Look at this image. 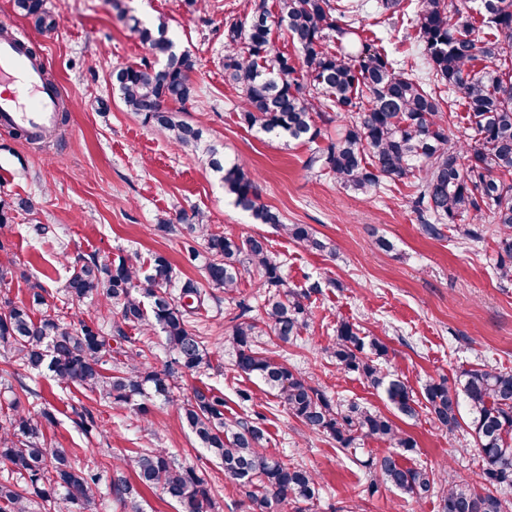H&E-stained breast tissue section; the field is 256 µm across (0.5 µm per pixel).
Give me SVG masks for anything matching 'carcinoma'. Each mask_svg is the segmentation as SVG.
<instances>
[{
  "label": "carcinoma",
  "mask_w": 512,
  "mask_h": 512,
  "mask_svg": "<svg viewBox=\"0 0 512 512\" xmlns=\"http://www.w3.org/2000/svg\"><path fill=\"white\" fill-rule=\"evenodd\" d=\"M340 0H254L250 16L224 22V81L241 91L239 122L250 130L311 144L304 168L328 175L344 187L371 194L388 181L415 188L413 205L425 231L441 235V224L469 221L463 239L475 243L488 233L499 238L507 256L497 265L499 277L512 279V0H475L478 9L451 0H418L412 18L427 61V77H413L397 67L383 46L362 38ZM121 20L162 64L142 61L118 69L113 81L127 111L163 132L180 149L202 152L222 174L224 192L257 224H276L294 241L316 251L326 244L307 224H286L280 212L260 201L258 178L246 164L223 161L206 145L198 126L179 112L195 96L196 61L176 50L165 24L147 26L128 15L125 0H111ZM17 9L50 28L55 20L44 0H15ZM292 42L298 58L276 46L274 32ZM460 95L472 141L460 143L448 133V122L431 84ZM343 122V130L318 145L320 124ZM188 230L203 240L209 255L205 281L231 294L245 264L260 276L261 286L283 285L281 263L264 237L234 238L209 230L204 216L193 214ZM65 295L81 301L101 300L107 315L75 327L60 309L46 302L47 290L36 281L29 302L0 300V348L11 365L29 373L49 374L57 386L71 385L95 396L103 406L133 407L141 416L155 399L177 403L180 419L224 468V476L244 489L252 512L281 506L309 512L319 494L316 473L267 453L265 429L259 423L224 410V395L207 385L179 398L180 379L208 362L207 340L191 329L193 306L203 305V285L186 279L175 296L169 288L177 273L163 255L148 265L124 257L77 255L68 266ZM318 286L298 293L287 289L268 297L263 324L242 321L225 338L235 370L263 383L279 403L309 430L322 433L346 450L370 439L392 451L371 464L368 491L379 484L421 500L442 494V512H512V370L489 363L465 368L459 387L431 381L424 388L428 413L452 438L467 426L482 458L478 491L457 481L447 469L408 466L403 453L416 446L411 436L387 415L356 401L333 397L323 386L302 376L283 356H273L260 338L284 343L299 338L309 325L305 300ZM158 328L165 337L170 365L158 370L142 348L126 350L135 338L129 331ZM117 347H112V343ZM346 374L362 377L385 390L396 412L416 417L413 390L387 373L380 360L388 356L377 336H361L348 322L336 324V338L326 350ZM11 391L0 406V462L8 475L0 480V512H90L98 493V465L73 460L52 446L44 429L54 415L43 408L31 413L22 400L36 396L27 386ZM73 423L88 434L99 428L93 411L72 408ZM109 485L112 500L124 512H144L137 486L161 491L178 512H215L209 482L194 467L182 465L163 448L127 449L114 454ZM131 471L132 484L124 475Z\"/></svg>",
  "instance_id": "carcinoma-1"
}]
</instances>
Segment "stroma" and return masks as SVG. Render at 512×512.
Returning a JSON list of instances; mask_svg holds the SVG:
<instances>
[{
  "instance_id": "stroma-1",
  "label": "stroma",
  "mask_w": 512,
  "mask_h": 512,
  "mask_svg": "<svg viewBox=\"0 0 512 512\" xmlns=\"http://www.w3.org/2000/svg\"><path fill=\"white\" fill-rule=\"evenodd\" d=\"M358 2L367 35L382 39L400 68L425 76L428 65L410 23L417 0H401L385 12L376 0ZM126 4L146 24L166 22L180 49L197 61V95L185 105L182 119L201 124L206 142L221 156L240 159L257 175L262 203L278 210L285 223L311 225L327 248L307 250L274 225L245 218L205 156L177 149L164 133L125 110L112 71L139 64L149 51L116 17L110 0H45L56 20L48 31L37 30L14 0H0V27L36 48L69 108L59 137L45 142L13 138L0 125V200L34 203L32 210L14 211L12 223L0 231L16 267L13 280L0 286V296L27 300L30 283L41 282L66 321L76 323L92 318L97 305L63 296L65 255L146 260L160 254L181 279L199 281L208 255L187 230L186 216L202 213L213 230L228 236H264L282 263L286 287L321 285L310 299L309 328L292 344L267 337L268 349L287 356L333 395L396 417L383 391L341 372L326 354L342 320L358 325L362 335L380 337L388 347L385 370L410 386L417 399L415 418L396 417L416 442L406 454L408 462L445 467L459 480L481 486L482 461L472 451L471 435L465 429L452 438L442 433L427 413L423 389L432 379L455 383L462 369L478 363L512 369V280L495 273L501 256L497 239L489 235L465 245L450 224L443 225L441 236H429L411 202L412 188L392 184L370 195L344 189L305 169L307 145L242 126L240 93L224 82V20L246 18L253 0H199L193 11L186 0ZM163 218L175 220V231L158 230ZM36 224L50 225L51 234L35 236ZM381 238L391 242V250L376 249ZM266 294L252 269L242 277L236 302L211 290L195 320L209 341L210 364L183 377L182 395L207 384L223 392L227 411L264 415L269 453L306 465L317 475L319 496L310 512H441L436 495L417 502L385 486L367 493L368 464L385 454V445L367 440L338 450L334 441L289 416L262 383L239 376L224 338L235 315L261 320ZM19 382L39 393L54 414V424L45 430L53 445L80 449L100 463L102 491L93 512H120L106 493L114 448L166 449L208 480L218 512H250L242 488L198 447L175 404L155 402L145 418L130 409L116 411L87 400L78 387L62 389L34 373L14 375L0 358V402ZM241 389L252 393L253 402H239ZM79 404L93 410L99 432L86 435L74 427L71 408Z\"/></svg>"
}]
</instances>
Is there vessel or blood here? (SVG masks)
Returning a JSON list of instances; mask_svg holds the SVG:
<instances>
[{"instance_id": "1", "label": "vessel or blood", "mask_w": 512, "mask_h": 512, "mask_svg": "<svg viewBox=\"0 0 512 512\" xmlns=\"http://www.w3.org/2000/svg\"><path fill=\"white\" fill-rule=\"evenodd\" d=\"M57 99L18 44L0 43V125L49 126Z\"/></svg>"}]
</instances>
